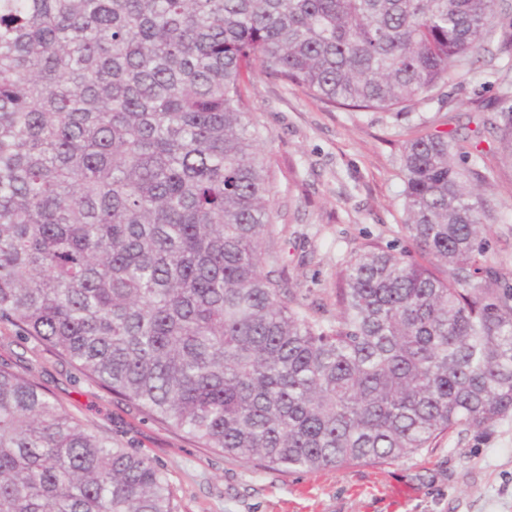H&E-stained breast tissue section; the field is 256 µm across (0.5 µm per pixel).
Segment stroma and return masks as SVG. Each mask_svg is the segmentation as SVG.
I'll use <instances>...</instances> for the list:
<instances>
[{
  "mask_svg": "<svg viewBox=\"0 0 512 512\" xmlns=\"http://www.w3.org/2000/svg\"><path fill=\"white\" fill-rule=\"evenodd\" d=\"M511 32L512 0H505L497 33L466 79L449 80L404 111L333 107L253 69L247 95L273 184L286 288L310 307L332 310L337 271L365 245L420 258L401 229L404 147L437 126L470 134L484 105L512 106V45L503 40ZM482 131L494 203L490 251L512 268V166L498 159L495 131ZM22 356L32 378L74 417L152 458L174 489L178 512H512V417L442 434L429 452L382 466L282 472L200 447L0 325V362Z\"/></svg>",
  "mask_w": 512,
  "mask_h": 512,
  "instance_id": "stroma-1",
  "label": "stroma"
}]
</instances>
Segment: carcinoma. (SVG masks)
I'll return each instance as SVG.
<instances>
[{"mask_svg":"<svg viewBox=\"0 0 512 512\" xmlns=\"http://www.w3.org/2000/svg\"><path fill=\"white\" fill-rule=\"evenodd\" d=\"M497 0H0V323L205 448L263 469L399 461L512 415V270L480 139L407 143L403 231L282 288L242 80L332 105L429 99ZM512 164V107L482 119ZM0 512H177L149 457L0 364Z\"/></svg>","mask_w":512,"mask_h":512,"instance_id":"1","label":"carcinoma"}]
</instances>
